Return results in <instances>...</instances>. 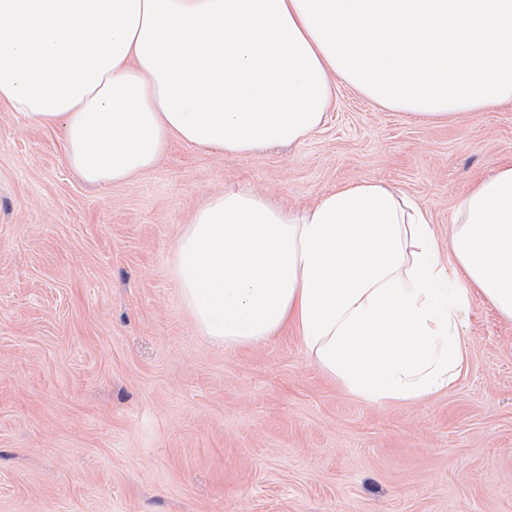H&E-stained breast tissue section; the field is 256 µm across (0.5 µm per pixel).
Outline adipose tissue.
<instances>
[{
	"mask_svg": "<svg viewBox=\"0 0 512 512\" xmlns=\"http://www.w3.org/2000/svg\"><path fill=\"white\" fill-rule=\"evenodd\" d=\"M427 121L512 101V0H0V102L61 126L105 186L171 138L235 156L314 132L334 81ZM171 272L224 347L292 327L351 394L418 400L457 377L472 293L512 319V163L428 209L355 183L292 211L246 185L184 225Z\"/></svg>",
	"mask_w": 512,
	"mask_h": 512,
	"instance_id": "adipose-tissue-1",
	"label": "adipose tissue"
}]
</instances>
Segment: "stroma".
<instances>
[{"mask_svg": "<svg viewBox=\"0 0 512 512\" xmlns=\"http://www.w3.org/2000/svg\"><path fill=\"white\" fill-rule=\"evenodd\" d=\"M512 160V102L445 122L344 82L304 140L230 157L172 139L93 186L60 129L0 103V512H512V320L470 300L437 395L370 403L292 337L198 331L170 267L206 198L287 209L373 182L425 205L447 247L459 199Z\"/></svg>", "mask_w": 512, "mask_h": 512, "instance_id": "1", "label": "stroma"}]
</instances>
